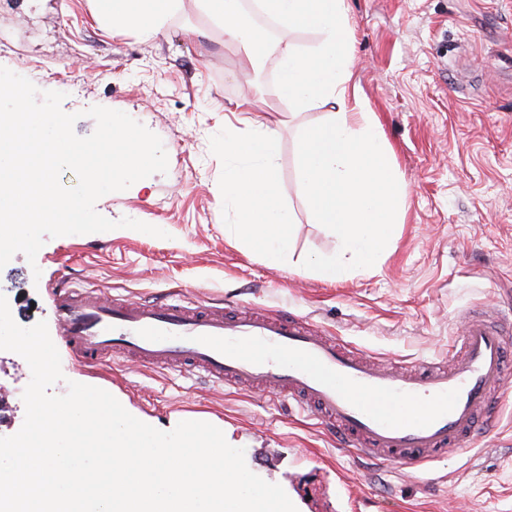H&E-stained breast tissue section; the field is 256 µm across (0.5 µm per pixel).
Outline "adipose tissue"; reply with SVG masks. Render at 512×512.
Listing matches in <instances>:
<instances>
[{"label":"adipose tissue","instance_id":"obj_1","mask_svg":"<svg viewBox=\"0 0 512 512\" xmlns=\"http://www.w3.org/2000/svg\"><path fill=\"white\" fill-rule=\"evenodd\" d=\"M179 0H98L99 18L116 28L157 34ZM221 26L224 39L252 50L257 32L242 26L238 0H198ZM263 12L291 26L316 31L310 51L285 43L278 50L280 90L296 107L329 106L327 123L300 132V177L316 223L336 239V256L317 265L328 281L344 278L349 264L369 265L393 234L404 185L390 159L379 124L351 86L353 50L346 0H260ZM278 129L257 121L253 130L224 129V155L234 161L224 173V198L239 217V237L277 260L287 253L292 216L277 202L273 162Z\"/></svg>","mask_w":512,"mask_h":512}]
</instances>
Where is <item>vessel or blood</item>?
<instances>
[{
  "mask_svg": "<svg viewBox=\"0 0 512 512\" xmlns=\"http://www.w3.org/2000/svg\"><path fill=\"white\" fill-rule=\"evenodd\" d=\"M60 334L82 367L115 356L201 373L213 385L249 386L296 401L352 455L420 469L473 445L500 414L504 334L468 316L449 361L408 370L376 361L306 318L180 300L107 298L60 283Z\"/></svg>",
  "mask_w": 512,
  "mask_h": 512,
  "instance_id": "obj_1",
  "label": "vessel or blood"
}]
</instances>
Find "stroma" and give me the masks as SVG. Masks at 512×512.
Instances as JSON below:
<instances>
[{
	"mask_svg": "<svg viewBox=\"0 0 512 512\" xmlns=\"http://www.w3.org/2000/svg\"><path fill=\"white\" fill-rule=\"evenodd\" d=\"M351 83L375 112L405 186L402 222L373 266L329 283L310 270L336 251L311 216L299 173L302 128L328 107L296 110L279 89L281 39L308 50L315 31L279 25L262 35L259 65L183 0L157 35L115 30L94 0H0V66L39 90L64 93L79 136L95 129L84 109L127 113L157 134L167 173L101 197L98 213L166 231L47 239L35 261L16 253L0 269V293L23 327L43 321L61 358L66 393L75 381L102 388L167 431L176 417L224 426L248 468L280 485L298 512H512V365L497 426L464 452L410 472L351 456L317 421L261 391L206 385L186 370L117 360L79 366L60 336L54 289L62 278L106 294L149 300L166 293L199 303L232 299L306 317L383 360L422 368L447 357L461 317L512 306V0H346ZM260 91L256 111L235 110ZM277 123L279 202L294 226L290 253L273 261L242 245L224 197V126ZM31 378L20 355L0 351V437L16 434Z\"/></svg>",
	"mask_w": 512,
	"mask_h": 512,
	"instance_id": "1",
	"label": "stroma"
}]
</instances>
